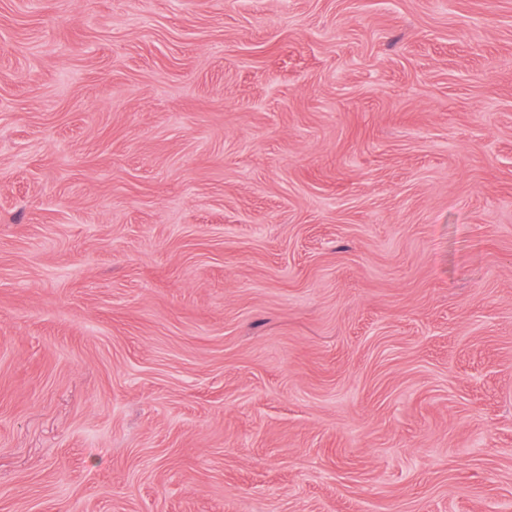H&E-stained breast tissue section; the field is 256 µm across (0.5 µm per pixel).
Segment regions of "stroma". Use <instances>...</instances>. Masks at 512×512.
I'll return each instance as SVG.
<instances>
[{
    "mask_svg": "<svg viewBox=\"0 0 512 512\" xmlns=\"http://www.w3.org/2000/svg\"><path fill=\"white\" fill-rule=\"evenodd\" d=\"M0 512H512V0H0Z\"/></svg>",
    "mask_w": 512,
    "mask_h": 512,
    "instance_id": "obj_1",
    "label": "stroma"
}]
</instances>
